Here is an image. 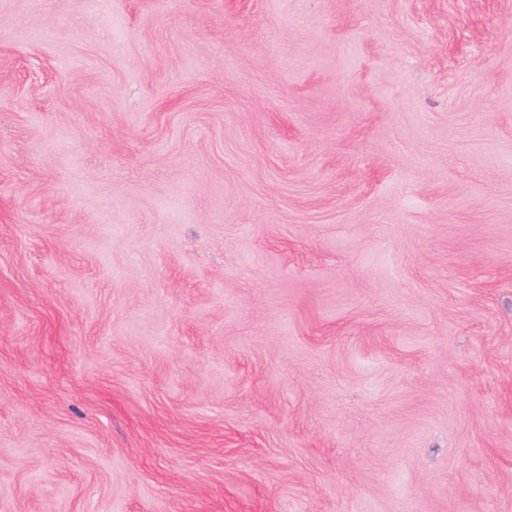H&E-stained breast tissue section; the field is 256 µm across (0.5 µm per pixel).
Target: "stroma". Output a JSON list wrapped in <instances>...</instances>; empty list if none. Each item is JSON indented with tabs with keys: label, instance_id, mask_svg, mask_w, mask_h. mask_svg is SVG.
Returning a JSON list of instances; mask_svg holds the SVG:
<instances>
[{
	"label": "stroma",
	"instance_id": "35a3bbf8",
	"mask_svg": "<svg viewBox=\"0 0 512 512\" xmlns=\"http://www.w3.org/2000/svg\"><path fill=\"white\" fill-rule=\"evenodd\" d=\"M0 512H512V0H0Z\"/></svg>",
	"mask_w": 512,
	"mask_h": 512
}]
</instances>
